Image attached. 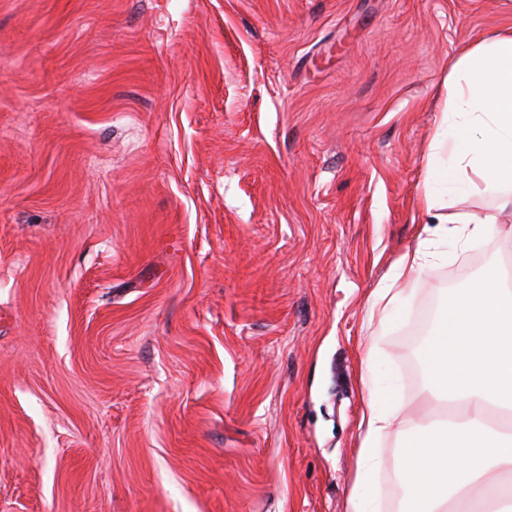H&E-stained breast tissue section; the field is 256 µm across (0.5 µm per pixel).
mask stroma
<instances>
[{
    "label": "stroma",
    "mask_w": 512,
    "mask_h": 512,
    "mask_svg": "<svg viewBox=\"0 0 512 512\" xmlns=\"http://www.w3.org/2000/svg\"><path fill=\"white\" fill-rule=\"evenodd\" d=\"M512 0H0V512H348L460 52ZM449 219L500 196L439 185Z\"/></svg>",
    "instance_id": "obj_1"
}]
</instances>
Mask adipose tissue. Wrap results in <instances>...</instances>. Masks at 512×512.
<instances>
[{"instance_id": "obj_1", "label": "adipose tissue", "mask_w": 512, "mask_h": 512, "mask_svg": "<svg viewBox=\"0 0 512 512\" xmlns=\"http://www.w3.org/2000/svg\"><path fill=\"white\" fill-rule=\"evenodd\" d=\"M444 108L435 120L433 147H447L448 166L429 167L419 207L437 209L433 186L440 181L495 193L512 186V29L473 45L452 65ZM454 238L462 249L499 238L512 241V226L497 216L439 223L396 261L389 278L370 296V315L386 317L412 294L420 275ZM463 313L444 311L425 362L432 398L454 406L453 420L437 423L401 417L395 396H370L360 415L357 470L349 512H376L370 482L383 466L380 442L396 436L392 475L401 492V512H512V429L493 424L512 415V286L492 268L454 293ZM424 469L435 488L419 495L413 468Z\"/></svg>"}]
</instances>
